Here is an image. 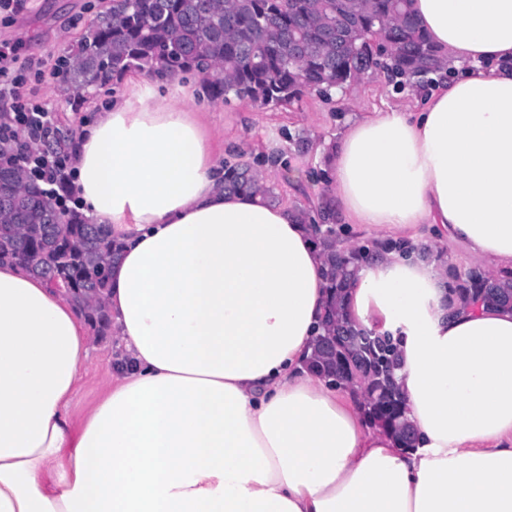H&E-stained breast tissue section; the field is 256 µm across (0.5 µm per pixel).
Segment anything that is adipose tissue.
<instances>
[{"label": "adipose tissue", "mask_w": 512, "mask_h": 512, "mask_svg": "<svg viewBox=\"0 0 512 512\" xmlns=\"http://www.w3.org/2000/svg\"><path fill=\"white\" fill-rule=\"evenodd\" d=\"M411 8L453 75L350 123L329 193L381 244L346 308L399 336L415 446L306 367L327 291L297 209L225 193L192 89L145 75L73 153L83 213L123 246L119 355L81 426L88 324L0 265V512H512V311L446 300L449 245L512 273V0Z\"/></svg>", "instance_id": "adipose-tissue-1"}]
</instances>
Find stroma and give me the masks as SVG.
Masks as SVG:
<instances>
[{
  "instance_id": "stroma-1",
  "label": "stroma",
  "mask_w": 512,
  "mask_h": 512,
  "mask_svg": "<svg viewBox=\"0 0 512 512\" xmlns=\"http://www.w3.org/2000/svg\"><path fill=\"white\" fill-rule=\"evenodd\" d=\"M103 0H11L9 10H0V43L15 46L19 62H42L37 83L39 97L55 115L56 128L77 136L91 123L99 109L122 94L135 74L87 94L83 103L73 96L59 95L62 80L54 73L62 58L74 56L79 37L89 21L102 9ZM194 91L191 107L200 112L215 153L225 161H247L256 168L275 167L269 181L279 202L317 216L327 195V173L322 168L323 152L341 137L357 116L380 110H413L422 107L433 78L405 79L384 72L353 80L343 91L326 100L308 93L299 102L264 109L249 101H210L202 82L186 74ZM303 178L293 181L292 171ZM115 351L109 335L93 336L87 359L80 368L78 393L70 413L74 422L84 417L101 398Z\"/></svg>"
}]
</instances>
